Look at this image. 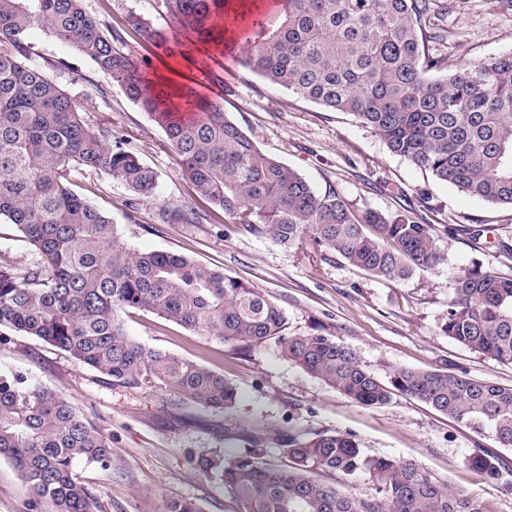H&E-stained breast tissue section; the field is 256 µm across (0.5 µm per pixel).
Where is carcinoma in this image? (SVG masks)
I'll return each mask as SVG.
<instances>
[{"label":"carcinoma","instance_id":"cac0c4a2","mask_svg":"<svg viewBox=\"0 0 512 512\" xmlns=\"http://www.w3.org/2000/svg\"><path fill=\"white\" fill-rule=\"evenodd\" d=\"M226 0H165L184 29L224 48L225 28L249 29L241 65L267 83L331 112H350L388 150L440 183L512 206V52L447 71V0H287L274 24ZM73 47L164 130L197 193L244 230L276 243L313 248L388 281L438 261L435 228L413 211L357 213L340 194L319 193L294 169L262 153L228 119L220 100L197 101L178 84L151 88L131 72L120 36L83 0H0V218L35 252L33 263L0 265V329L31 336L130 387L158 386L204 408L233 409L239 391L224 374L148 348L128 336L122 315L146 311L198 335L247 347L275 342L311 376L364 405L400 393L458 421L490 429L512 447V385L446 369L397 367L382 380L333 335L289 336L286 317L259 289L171 251L139 252L111 218L77 193L75 180L104 173L132 196L150 198L157 175L112 142V129L86 126L71 98L30 61L22 37L32 26ZM192 207L162 213L165 224H199ZM440 332L512 363V278L475 265L462 272ZM249 449L196 464L215 475L238 512H484L413 463L365 456L340 432L278 433L281 461H267L263 438ZM0 458L27 484L34 509L95 512L79 461L107 465L109 437L55 390L0 375ZM467 462L502 477L500 459L476 448ZM319 473L368 475L356 495ZM164 512H202L188 499Z\"/></svg>","mask_w":512,"mask_h":512}]
</instances>
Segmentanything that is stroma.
<instances>
[{
  "label": "stroma",
  "mask_w": 512,
  "mask_h": 512,
  "mask_svg": "<svg viewBox=\"0 0 512 512\" xmlns=\"http://www.w3.org/2000/svg\"><path fill=\"white\" fill-rule=\"evenodd\" d=\"M85 8L122 37L136 70L152 79L200 88L224 102L227 117L263 152L300 173L318 192L334 189L351 209L397 213L412 209L437 230L440 258L411 278H375L340 257L300 250L226 223L222 211L196 192L169 149L159 124L75 50L42 27L23 36L33 63L67 93L90 127L107 122L114 140L157 174L153 197L130 210L125 186L106 174L78 179L76 191L107 213L137 251H173L224 272L261 292L287 317V333L339 337L376 376L397 366L445 368L512 385V364L471 350L438 324L460 274L473 264L512 276V207L494 205L438 183L430 173L392 154L351 114L327 112L248 69L225 70L213 45L183 31L159 0H84ZM141 18L156 39L129 26ZM448 66L473 64L512 51V10L494 0H448ZM194 207L199 224H162L161 208ZM482 228L480 240L470 228ZM129 336L149 348L196 361L237 385L238 404L228 412L204 408L155 387L133 388L97 373L58 348L12 331L0 334V374L57 391L112 440L109 466L78 463L99 512H163L165 501L189 499L202 512H235L232 497L201 471V455L242 450L239 428L262 434L266 454L278 462L277 430L308 435L348 433L369 457H395L418 465L451 491L479 499L485 512H512V447H501L486 429L456 422L401 394L382 405L362 406L306 373L274 343L250 350L215 336H200L133 310L124 317ZM500 456L505 474L491 480L467 462L476 448ZM0 512H31L17 470L0 459Z\"/></svg>",
  "instance_id": "1"
}]
</instances>
